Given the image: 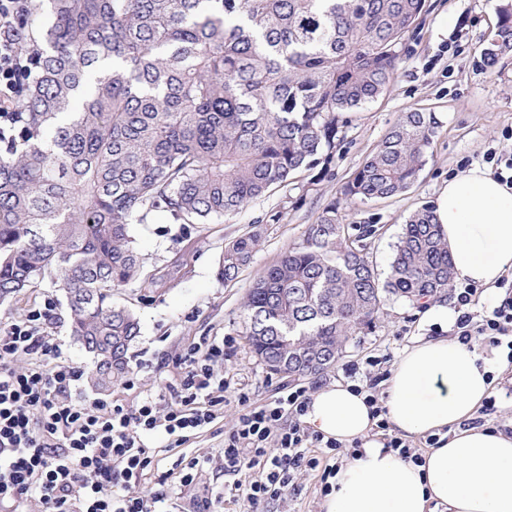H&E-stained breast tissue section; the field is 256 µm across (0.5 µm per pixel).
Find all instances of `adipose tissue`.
<instances>
[{"instance_id":"obj_1","label":"adipose tissue","mask_w":512,"mask_h":512,"mask_svg":"<svg viewBox=\"0 0 512 512\" xmlns=\"http://www.w3.org/2000/svg\"><path fill=\"white\" fill-rule=\"evenodd\" d=\"M434 213L458 280L493 288L512 272V189L471 169L449 179ZM496 363L447 338L419 340L397 359L385 402L392 429L448 435L419 464L369 439L370 407L349 384L313 394L306 422L325 437L362 443L339 467L325 512H512V435L470 424L493 389Z\"/></svg>"}]
</instances>
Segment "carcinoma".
Returning a JSON list of instances; mask_svg holds the SVG:
<instances>
[{
  "label": "carcinoma",
  "instance_id": "cac0c4a2",
  "mask_svg": "<svg viewBox=\"0 0 512 512\" xmlns=\"http://www.w3.org/2000/svg\"><path fill=\"white\" fill-rule=\"evenodd\" d=\"M48 2V21L38 5L22 15L37 75L19 83L13 128L0 133V302L59 280L89 383L107 391L140 334L112 305L140 269L133 221L162 206L204 224L328 165L343 115L393 81L425 0ZM497 16L491 65L512 48L509 0ZM439 128L433 112L406 113L342 195L409 190ZM258 240L229 245L217 277L235 280ZM452 279L431 205L407 217L383 278L331 205L250 289L245 335L270 372L318 375L388 299H438Z\"/></svg>",
  "mask_w": 512,
  "mask_h": 512
}]
</instances>
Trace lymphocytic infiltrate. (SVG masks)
Returning <instances> with one entry per match:
<instances>
[{
	"mask_svg": "<svg viewBox=\"0 0 512 512\" xmlns=\"http://www.w3.org/2000/svg\"><path fill=\"white\" fill-rule=\"evenodd\" d=\"M25 9V0H0V128L17 110L22 59L16 24ZM500 286L498 304L479 317L470 310L478 287L456 288L454 332L465 344L505 348L512 364V281ZM55 318L48 299L26 319L0 327V505L13 512L33 501L43 512H163L170 497L167 476L149 491L137 488L158 467L146 439L161 434L179 445L222 415L226 383L220 367L229 339L207 336L188 347L168 394L145 393L130 407L108 399L83 404L76 395L84 372L48 332ZM22 355L30 362L20 369L15 360ZM366 364L373 372L361 390L376 429L386 435L385 448L421 462L417 448L388 433L378 387L390 369L372 357ZM310 394L309 387L296 385L260 407L239 395L242 411L224 436V468L252 472L251 481L234 487L250 505L285 496L303 469L319 471L321 492L330 494L338 466L329 455L340 444L303 424ZM318 448L328 449V456H315Z\"/></svg>",
	"mask_w": 512,
	"mask_h": 512,
	"instance_id": "f902f5d3",
	"label": "lymphocytic infiltrate"
}]
</instances>
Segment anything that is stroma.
<instances>
[{"label": "stroma", "mask_w": 512, "mask_h": 512, "mask_svg": "<svg viewBox=\"0 0 512 512\" xmlns=\"http://www.w3.org/2000/svg\"><path fill=\"white\" fill-rule=\"evenodd\" d=\"M497 24L494 0H426L416 27L398 47L400 63L388 89L348 116L326 175L318 171L295 173L287 187L250 202L227 219L185 224L168 210H151L144 223L133 225L134 246L143 258L139 275L115 291L113 304L133 311L141 333L129 351L134 385L118 382L110 395L114 403L131 406L143 392H158L177 384V360L203 336L234 340L221 370L228 382L224 413L208 431L182 445H169L155 436L159 469L178 473L181 461L205 456L211 463L195 484L174 491V512H194L201 497H220L223 512H251L231 488L245 482L247 473L224 469V433L234 423L240 406L238 392L253 405L271 401L277 389L291 384L288 376L270 374L251 351L244 335L242 306L246 294L268 268L301 242L323 209L337 204L344 223H373L375 235L361 243L379 274H387L406 217L424 204H434L449 178L472 168H485L488 149L512 150V49L487 64L482 51L492 42ZM417 108L434 111L441 122L417 182L406 192L375 201L343 200L340 192L353 173L376 150L404 113ZM283 211L280 223H266L273 211ZM259 232L250 263L238 277L225 283L216 269L225 247L240 236ZM52 299L57 318L51 334L68 358L82 368L91 359L74 342L69 310L59 284L43 281L0 303V324L22 320L30 310ZM429 308L402 298H390L372 326L353 336L343 361L364 362L369 357L398 356L416 340L453 328L429 318ZM298 493L265 503L263 512H323L320 474L297 476Z\"/></svg>", "instance_id": "1"}]
</instances>
